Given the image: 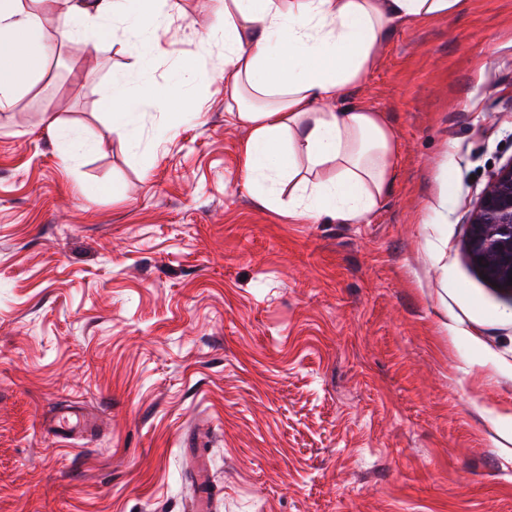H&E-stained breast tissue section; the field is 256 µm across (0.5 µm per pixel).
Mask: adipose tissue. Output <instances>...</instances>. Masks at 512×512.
<instances>
[{
    "label": "adipose tissue",
    "instance_id": "adipose-tissue-1",
    "mask_svg": "<svg viewBox=\"0 0 512 512\" xmlns=\"http://www.w3.org/2000/svg\"><path fill=\"white\" fill-rule=\"evenodd\" d=\"M137 63L159 49L158 23L173 0H118ZM469 0H224L207 37L224 43L226 113L247 127V183L267 207L296 221L366 224L393 181L395 142L380 113L342 105L346 90L374 67L392 25L446 19ZM45 58L39 13L0 0V111L7 110ZM166 86L112 82L103 105L121 127L142 104L194 110L182 78Z\"/></svg>",
    "mask_w": 512,
    "mask_h": 512
}]
</instances>
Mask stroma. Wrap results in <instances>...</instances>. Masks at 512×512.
<instances>
[{
	"mask_svg": "<svg viewBox=\"0 0 512 512\" xmlns=\"http://www.w3.org/2000/svg\"><path fill=\"white\" fill-rule=\"evenodd\" d=\"M92 2L22 0L48 53L0 112V512H184L201 419L218 512H512V294L466 250L512 161V0L395 24L348 90L396 141L367 224L294 222L246 186L205 40L221 0H178L146 72L122 21L57 41ZM187 59L198 113L113 130V77ZM52 120L92 148L62 163ZM73 402L99 435L46 436Z\"/></svg>",
	"mask_w": 512,
	"mask_h": 512,
	"instance_id": "1",
	"label": "stroma"
}]
</instances>
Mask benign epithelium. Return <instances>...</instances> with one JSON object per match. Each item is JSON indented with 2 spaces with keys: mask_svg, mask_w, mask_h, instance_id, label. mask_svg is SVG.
Segmentation results:
<instances>
[{
  "mask_svg": "<svg viewBox=\"0 0 512 512\" xmlns=\"http://www.w3.org/2000/svg\"><path fill=\"white\" fill-rule=\"evenodd\" d=\"M469 256L481 273L495 279L512 275V162L494 176L469 231Z\"/></svg>",
  "mask_w": 512,
  "mask_h": 512,
  "instance_id": "7a95c632",
  "label": "benign epithelium"
}]
</instances>
